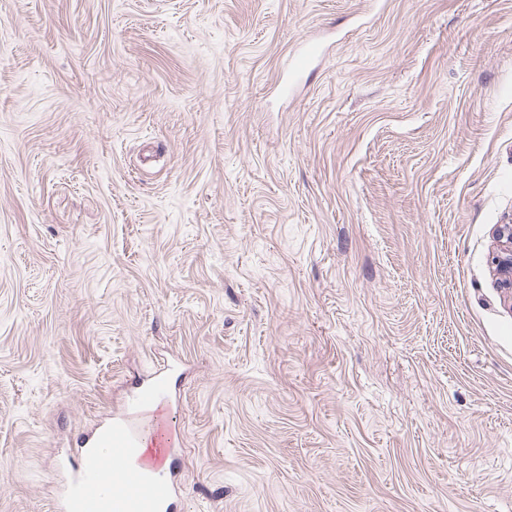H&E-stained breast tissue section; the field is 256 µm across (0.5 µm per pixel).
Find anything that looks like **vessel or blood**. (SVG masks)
<instances>
[{
	"mask_svg": "<svg viewBox=\"0 0 512 512\" xmlns=\"http://www.w3.org/2000/svg\"><path fill=\"white\" fill-rule=\"evenodd\" d=\"M171 405L169 371L154 373L87 440L89 452L66 489L61 512H171L179 491L163 474L174 465L181 441L169 417ZM149 426L158 448L153 456L144 451Z\"/></svg>",
	"mask_w": 512,
	"mask_h": 512,
	"instance_id": "obj_1",
	"label": "vessel or blood"
}]
</instances>
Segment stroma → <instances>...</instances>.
Wrapping results in <instances>:
<instances>
[{
  "label": "stroma",
  "mask_w": 512,
  "mask_h": 512,
  "mask_svg": "<svg viewBox=\"0 0 512 512\" xmlns=\"http://www.w3.org/2000/svg\"><path fill=\"white\" fill-rule=\"evenodd\" d=\"M510 223L512 0H0V512L167 360L177 512H512ZM500 252L495 262L503 275V288H507L512 299V224H503L499 229Z\"/></svg>",
  "instance_id": "stroma-1"
}]
</instances>
